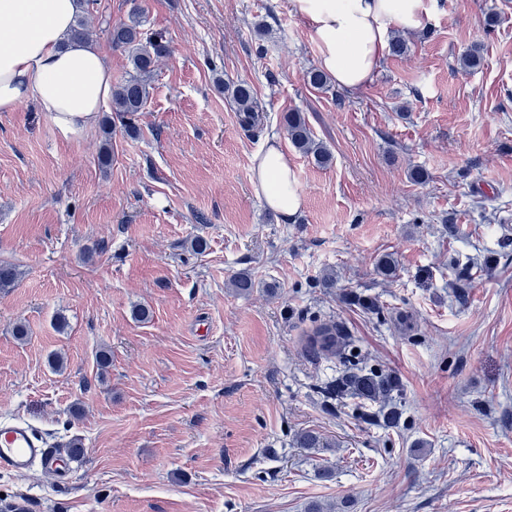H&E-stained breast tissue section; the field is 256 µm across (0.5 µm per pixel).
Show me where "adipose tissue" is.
Segmentation results:
<instances>
[{
  "label": "adipose tissue",
  "mask_w": 512,
  "mask_h": 512,
  "mask_svg": "<svg viewBox=\"0 0 512 512\" xmlns=\"http://www.w3.org/2000/svg\"><path fill=\"white\" fill-rule=\"evenodd\" d=\"M435 0H291L317 64L340 88L372 81L392 32L421 29ZM78 0H0V112L34 100L65 135L95 126L112 98V68L92 43L67 35ZM251 182L265 204L293 220L304 204L296 169L277 140L252 158Z\"/></svg>",
  "instance_id": "ef3b65f1"
}]
</instances>
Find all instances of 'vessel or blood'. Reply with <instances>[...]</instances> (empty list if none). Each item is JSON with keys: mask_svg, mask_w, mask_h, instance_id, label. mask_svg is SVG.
<instances>
[{"mask_svg": "<svg viewBox=\"0 0 512 512\" xmlns=\"http://www.w3.org/2000/svg\"><path fill=\"white\" fill-rule=\"evenodd\" d=\"M52 472L61 465L56 448L30 424L0 420V471L23 473L33 466Z\"/></svg>", "mask_w": 512, "mask_h": 512, "instance_id": "obj_1", "label": "vessel or blood"}]
</instances>
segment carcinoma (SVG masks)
<instances>
[{
    "label": "carcinoma",
    "instance_id": "carcinoma-1",
    "mask_svg": "<svg viewBox=\"0 0 512 512\" xmlns=\"http://www.w3.org/2000/svg\"><path fill=\"white\" fill-rule=\"evenodd\" d=\"M81 14L71 28V38L80 42H89L93 38L91 19L96 12L97 0H80ZM112 46L128 53L132 73L128 78L114 86L112 92V112L123 119H129L141 111L146 104L151 90V78L158 62L171 54V47L163 36L156 34L143 37L142 16L139 8H134L128 21L112 28ZM307 84L316 90L330 87L331 78L319 68H312L305 74ZM228 96L239 112L243 125L255 127L258 122L261 105L252 86L246 82L234 85ZM283 125L288 139L301 153L310 156L318 165H326L331 155L325 147L317 143L302 113L291 110L283 115ZM18 270L10 263L0 262V288H11L18 280ZM341 333L336 324L320 323L307 332L308 348L314 353L333 358L339 349ZM395 381L385 375L364 374L359 370L349 369L336 379L333 391L336 396L357 393L362 396L376 397L392 391Z\"/></svg>",
    "mask_w": 512,
    "mask_h": 512
}]
</instances>
